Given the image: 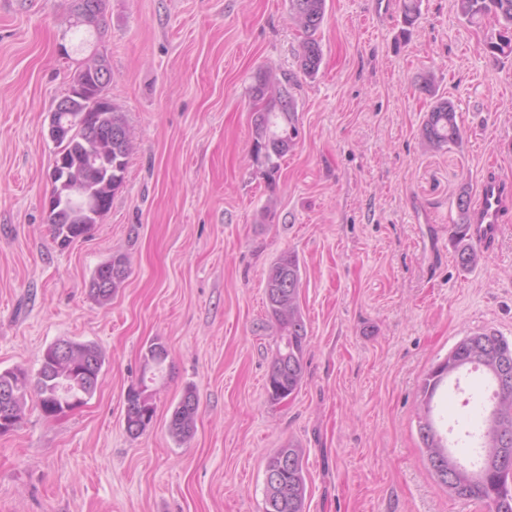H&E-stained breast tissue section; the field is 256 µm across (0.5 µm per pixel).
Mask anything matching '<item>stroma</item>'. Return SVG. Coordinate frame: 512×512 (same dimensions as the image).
<instances>
[{
	"label": "stroma",
	"mask_w": 512,
	"mask_h": 512,
	"mask_svg": "<svg viewBox=\"0 0 512 512\" xmlns=\"http://www.w3.org/2000/svg\"><path fill=\"white\" fill-rule=\"evenodd\" d=\"M69 6L0 0V370L36 373L67 338L105 362L79 409L48 418L28 394L0 435V512H262L265 460L287 441L304 450L306 512H486L430 473L418 407L461 338L512 341V211L472 269L454 234L461 189L490 171L512 182V56L484 48L494 19L421 0L407 30L401 0H326L309 78L288 0H106L78 34ZM96 53L133 149L111 209L63 248L49 114ZM261 70L292 79L297 102L299 136L270 177L250 159ZM438 96L462 141L428 150ZM285 252L301 265L308 345L301 389L274 405L264 287ZM115 255L129 274L102 305L89 282ZM153 342L168 358L134 438L125 394ZM190 385L198 417L181 442L168 423Z\"/></svg>",
	"instance_id": "1"
}]
</instances>
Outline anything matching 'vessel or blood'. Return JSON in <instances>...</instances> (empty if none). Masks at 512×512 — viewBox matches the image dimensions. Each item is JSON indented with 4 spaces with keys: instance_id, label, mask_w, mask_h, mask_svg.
Listing matches in <instances>:
<instances>
[{
    "instance_id": "vessel-or-blood-1",
    "label": "vessel or blood",
    "mask_w": 512,
    "mask_h": 512,
    "mask_svg": "<svg viewBox=\"0 0 512 512\" xmlns=\"http://www.w3.org/2000/svg\"><path fill=\"white\" fill-rule=\"evenodd\" d=\"M511 208L512 183L496 176H484L468 214V237L484 246L497 242L505 214Z\"/></svg>"
}]
</instances>
